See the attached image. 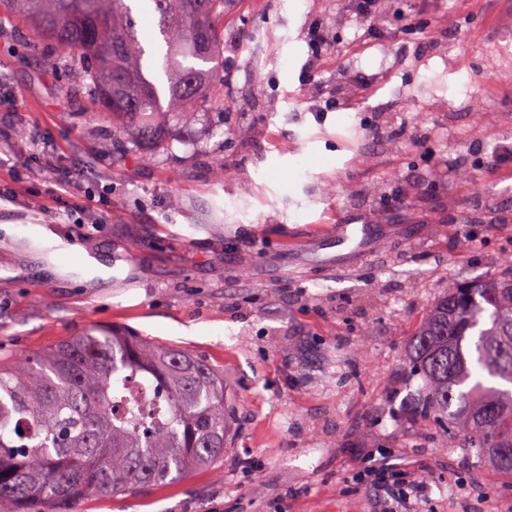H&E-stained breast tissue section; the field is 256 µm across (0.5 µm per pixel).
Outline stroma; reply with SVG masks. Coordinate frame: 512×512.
Wrapping results in <instances>:
<instances>
[{"mask_svg": "<svg viewBox=\"0 0 512 512\" xmlns=\"http://www.w3.org/2000/svg\"><path fill=\"white\" fill-rule=\"evenodd\" d=\"M425 11L416 39L365 46L356 22L337 26L336 0H237L230 112L170 119L163 154L121 164L78 78L0 15V188L13 192L0 200V365L121 330L208 361L233 413L223 457L73 512H383L347 483L358 450L391 437L426 476L413 512H512L511 475L442 449L438 427L369 415L420 392L400 349L427 305L512 256V158L497 157L512 142V0ZM318 22L339 45L309 82ZM350 73L368 91L321 111L320 87ZM62 181L76 214L52 201ZM399 183L411 206L376 208ZM340 224L370 231L340 247Z\"/></svg>", "mask_w": 512, "mask_h": 512, "instance_id": "1", "label": "stroma"}]
</instances>
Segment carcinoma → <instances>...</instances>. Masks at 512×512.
I'll return each instance as SVG.
<instances>
[{
    "mask_svg": "<svg viewBox=\"0 0 512 512\" xmlns=\"http://www.w3.org/2000/svg\"><path fill=\"white\" fill-rule=\"evenodd\" d=\"M100 111L132 130L123 158L168 148L165 118L222 113L224 16L235 0H3ZM156 18L150 40L139 19ZM434 299L401 350L421 399L398 425L443 428L444 448L512 472V261ZM224 376L173 346L114 331L76 336L0 369V512H71L91 495L185 476L224 456Z\"/></svg>",
    "mask_w": 512,
    "mask_h": 512,
    "instance_id": "carcinoma-1",
    "label": "carcinoma"
}]
</instances>
